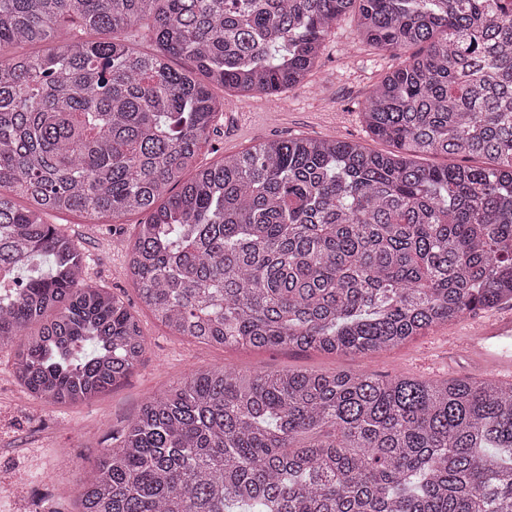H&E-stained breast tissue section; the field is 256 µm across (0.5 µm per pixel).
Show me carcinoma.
<instances>
[{
  "label": "carcinoma",
  "instance_id": "cac0c4a2",
  "mask_svg": "<svg viewBox=\"0 0 512 512\" xmlns=\"http://www.w3.org/2000/svg\"><path fill=\"white\" fill-rule=\"evenodd\" d=\"M350 11L374 49H415L362 108L393 150L289 137L198 164L211 88L301 84ZM50 211L143 216L135 290L196 343L367 356L508 303L512 0H0V348L29 396L85 404L147 338ZM252 506L512 512V382L195 369L76 483L75 512Z\"/></svg>",
  "mask_w": 512,
  "mask_h": 512
}]
</instances>
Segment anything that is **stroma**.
<instances>
[{
  "label": "stroma",
  "mask_w": 512,
  "mask_h": 512,
  "mask_svg": "<svg viewBox=\"0 0 512 512\" xmlns=\"http://www.w3.org/2000/svg\"><path fill=\"white\" fill-rule=\"evenodd\" d=\"M399 63V58L363 42L355 14H347L326 40L307 78L280 98L215 89V96L224 100V110L216 117L198 161L210 164L259 142L288 136L340 139L372 152H389L388 143L368 133L361 109L373 85ZM45 221L62 225L90 255L89 281L130 301L148 346L126 380L77 406H51L28 396L13 372V348L0 349V470L14 475L0 483V512H70L81 469L137 413L147 395L166 390L191 369L228 364L243 370L366 371L431 380L485 375L471 356L464 358L463 368L449 366L448 341L495 316L492 308L432 327L368 357L282 348L224 349L189 342L153 319L128 275L126 253L138 216L116 224H92L76 213H52Z\"/></svg>",
  "instance_id": "35a3bbf8"
}]
</instances>
